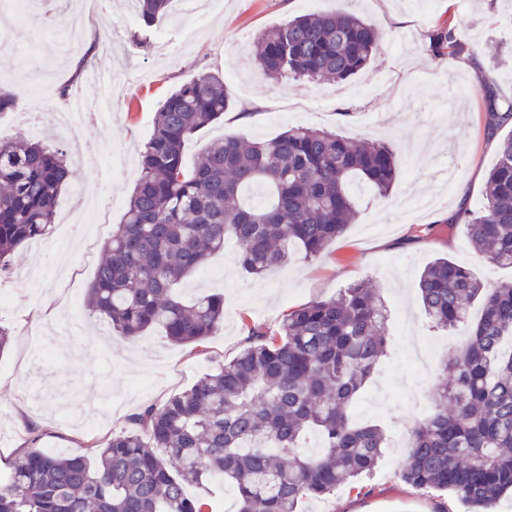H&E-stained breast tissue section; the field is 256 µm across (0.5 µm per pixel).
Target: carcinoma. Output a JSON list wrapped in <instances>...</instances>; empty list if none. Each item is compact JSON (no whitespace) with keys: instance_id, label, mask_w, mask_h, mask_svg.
I'll list each match as a JSON object with an SVG mask.
<instances>
[{"instance_id":"cac0c4a2","label":"carcinoma","mask_w":512,"mask_h":512,"mask_svg":"<svg viewBox=\"0 0 512 512\" xmlns=\"http://www.w3.org/2000/svg\"><path fill=\"white\" fill-rule=\"evenodd\" d=\"M171 0H135L141 26L152 27ZM382 39L372 23L342 10L296 16L258 36L256 67L266 76L343 81L370 60ZM436 55L464 51L457 24L429 37ZM485 128L512 124V99L492 79ZM232 93L203 72L174 88L156 112L140 173L116 234L86 292V307L116 336L134 340L160 327L178 345L204 352L224 326V297L190 301L179 285L227 241L242 271L261 275L295 251L319 257L355 217L354 192L382 196L398 163L381 143L312 128L272 139L225 136L188 168L184 147L224 118ZM70 178L64 149L0 137V273L21 246L44 238ZM496 266H512V130L498 142L483 203L450 218ZM436 326L464 328L468 340L448 350L432 412L407 433L400 481L414 491H448L474 512L512 498V283L485 286L448 257L429 262L418 281ZM480 315L471 320V310ZM388 314L378 288L361 281L337 297L284 315L278 329H249L243 349L165 403L134 414L130 428L84 451L26 448L0 480V512H204L189 484L220 478L235 490L236 512H298L307 498L341 485L364 490L385 435L352 421L350 408L386 355ZM318 434L320 452L301 454Z\"/></svg>"}]
</instances>
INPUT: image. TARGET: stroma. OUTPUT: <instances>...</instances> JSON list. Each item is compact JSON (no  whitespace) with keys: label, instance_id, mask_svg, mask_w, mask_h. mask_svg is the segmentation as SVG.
Here are the masks:
<instances>
[{"label":"stroma","instance_id":"obj_1","mask_svg":"<svg viewBox=\"0 0 512 512\" xmlns=\"http://www.w3.org/2000/svg\"><path fill=\"white\" fill-rule=\"evenodd\" d=\"M336 8L361 15L383 33L358 75L339 83L275 81L256 69L255 39L264 28ZM42 9L43 0H12L11 10L0 9V20L15 33L12 47H0V89L16 97L15 108L0 115V136L44 137L68 151L75 169L59 208L78 204L79 185L97 197L110 224H119L160 101L204 71L223 76L235 104L223 120L187 142L186 164L225 135L269 139L305 126L386 143L400 167L388 197L358 192L355 223L321 257L296 253L267 274L252 276L238 267L236 249L229 245L206 271L183 282L184 299L201 293L224 297V327L201 354L170 343L158 328L126 342L111 336L107 325L94 323L87 311L72 314L70 299L84 298L102 256L104 240L94 237L93 225L55 222V233H67L73 242L68 249H57L49 238L18 248L10 273L0 277V293L11 298L9 307L0 308V321L12 330L9 348L0 354V425L9 428L7 443L0 445V473L8 472L32 441L61 452L88 438L107 442L130 415L163 404L237 355L249 328L276 329L288 311L368 279L390 311V341L359 400L374 401L364 420L384 430L387 448L367 490L344 486L330 497L303 501L301 512H466L453 495L414 492L400 482L404 451L395 436L427 415L446 350L467 341L465 331L438 330L425 315L417 294L425 264L447 256L466 263L483 282H512L511 267L483 262L462 229L447 222L460 198H467L470 208L480 205L484 176L497 161L485 135L480 80L493 78L501 93L512 97V0H224L221 13L200 18L172 12L153 29L130 15L128 0H98L97 14L75 29L71 0H57L55 25L32 30V16ZM451 15L468 52L433 55L429 36ZM160 27L168 28L169 39L179 46L173 58L133 48L132 36L151 40ZM106 29L119 38L120 49L91 54L89 62L110 70L124 86L119 105L77 138L50 127H27L33 107L66 106L60 88L97 101V90L72 75L80 55L69 52L68 42L86 43ZM24 58L54 83V92L41 101H34L30 79L19 69ZM87 144L96 149L98 164L124 151L128 166L113 170L111 182H101L97 165L83 160Z\"/></svg>","mask_w":512,"mask_h":512}]
</instances>
